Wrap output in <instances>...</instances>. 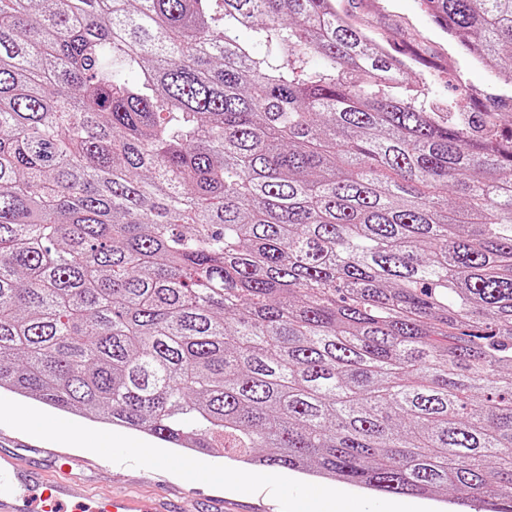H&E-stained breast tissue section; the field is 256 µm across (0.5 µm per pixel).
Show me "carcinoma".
<instances>
[{
    "label": "carcinoma",
    "instance_id": "carcinoma-1",
    "mask_svg": "<svg viewBox=\"0 0 512 512\" xmlns=\"http://www.w3.org/2000/svg\"><path fill=\"white\" fill-rule=\"evenodd\" d=\"M408 68L336 0H0V390L512 512V113Z\"/></svg>",
    "mask_w": 512,
    "mask_h": 512
}]
</instances>
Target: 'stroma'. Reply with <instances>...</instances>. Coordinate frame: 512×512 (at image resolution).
I'll return each mask as SVG.
<instances>
[{
	"instance_id": "stroma-1",
	"label": "stroma",
	"mask_w": 512,
	"mask_h": 512,
	"mask_svg": "<svg viewBox=\"0 0 512 512\" xmlns=\"http://www.w3.org/2000/svg\"><path fill=\"white\" fill-rule=\"evenodd\" d=\"M339 9L390 47L411 43L416 60L407 72L412 81L435 83L439 97L434 107L448 113L462 111L457 95L460 88L472 90L477 97H491L512 104V62L502 61L489 70L474 62L460 44L448 37L421 10L419 0H337ZM0 427L25 435L27 442L40 448L74 447L76 452L93 458L101 449L115 448L107 471L83 469L77 492L101 491L125 493L131 490L147 495H178L182 486L179 465L184 454L141 434L91 423L14 394L0 392ZM148 448L163 460L162 467L144 472L140 451ZM200 478L192 490L198 497L219 495L227 499L232 512H289L287 493H304L327 502L331 512H379L390 496H374L342 484H327L316 478L279 471L280 486L259 483L251 489L237 487L230 480L239 468L234 462L209 456L201 461ZM221 466L224 478L210 475L212 466Z\"/></svg>"
}]
</instances>
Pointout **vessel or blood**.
<instances>
[{"instance_id":"1","label":"vessel or blood","mask_w":512,"mask_h":512,"mask_svg":"<svg viewBox=\"0 0 512 512\" xmlns=\"http://www.w3.org/2000/svg\"><path fill=\"white\" fill-rule=\"evenodd\" d=\"M82 461L81 455L60 448L38 449L33 460L0 449V512H223L213 501L190 496H77L72 472Z\"/></svg>"}]
</instances>
